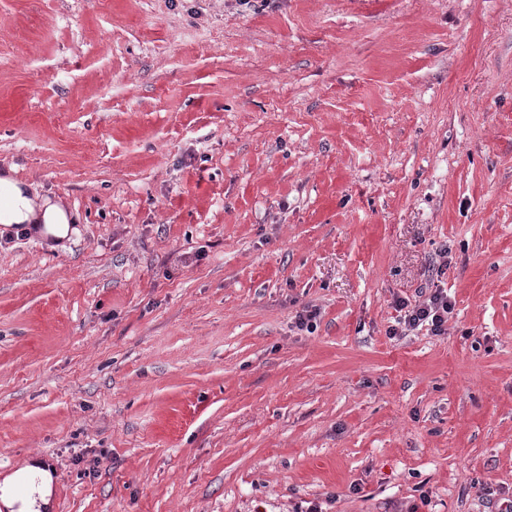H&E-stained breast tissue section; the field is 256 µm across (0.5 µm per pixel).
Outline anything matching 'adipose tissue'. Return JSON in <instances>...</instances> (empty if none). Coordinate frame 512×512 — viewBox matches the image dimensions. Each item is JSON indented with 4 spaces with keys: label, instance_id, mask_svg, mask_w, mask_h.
<instances>
[{
    "label": "adipose tissue",
    "instance_id": "obj_1",
    "mask_svg": "<svg viewBox=\"0 0 512 512\" xmlns=\"http://www.w3.org/2000/svg\"><path fill=\"white\" fill-rule=\"evenodd\" d=\"M71 222L65 203L56 197L32 192L10 172L0 173V223L30 224L41 235L66 237ZM54 476L39 459L0 479V512H52Z\"/></svg>",
    "mask_w": 512,
    "mask_h": 512
}]
</instances>
